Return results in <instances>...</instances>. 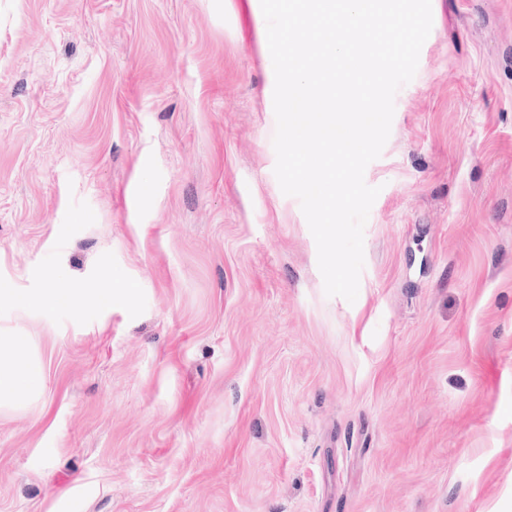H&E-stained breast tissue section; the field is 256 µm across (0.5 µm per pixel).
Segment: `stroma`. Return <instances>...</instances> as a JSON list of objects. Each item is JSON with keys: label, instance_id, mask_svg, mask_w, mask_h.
<instances>
[{"label": "stroma", "instance_id": "35a3bbf8", "mask_svg": "<svg viewBox=\"0 0 512 512\" xmlns=\"http://www.w3.org/2000/svg\"><path fill=\"white\" fill-rule=\"evenodd\" d=\"M432 15L351 304L241 0H0V512H512V0ZM56 280L57 278L54 275H49L47 288H43V291L40 294L20 296L19 301L32 309H37L43 306H56L61 303H71L72 296L68 289L54 287ZM39 383L38 373L18 358L0 350V386L13 390L33 388Z\"/></svg>", "mask_w": 512, "mask_h": 512}]
</instances>
